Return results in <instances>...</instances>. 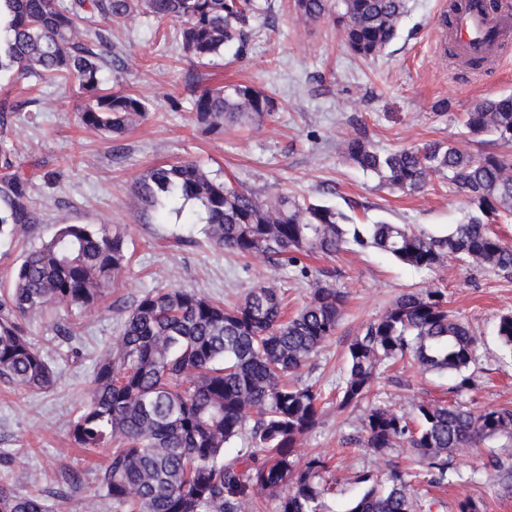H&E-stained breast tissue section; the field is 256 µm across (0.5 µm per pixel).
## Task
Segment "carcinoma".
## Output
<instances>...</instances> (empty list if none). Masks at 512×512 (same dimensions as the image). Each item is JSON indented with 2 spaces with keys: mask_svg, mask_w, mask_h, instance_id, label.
<instances>
[{
  "mask_svg": "<svg viewBox=\"0 0 512 512\" xmlns=\"http://www.w3.org/2000/svg\"><path fill=\"white\" fill-rule=\"evenodd\" d=\"M304 22L332 21L342 44L373 60L397 34L406 0H293ZM269 11L259 0H0V78L74 80L87 103L82 124L122 134L148 115L133 94L101 92L112 65L106 21L143 14L179 24L180 54L204 59L244 43L251 23ZM196 123L221 133L244 118L275 110L274 99L238 83L193 90ZM457 140L385 151L363 138L343 142V155L391 191L414 194L443 176L466 196V220L446 234L407 224L345 223L328 204L286 193L265 199L220 182L201 166L175 161L152 168L136 183L143 206L164 201L197 207L210 242L240 256H260L274 268L296 266L312 253L327 256L349 242L371 246L417 270L434 271L447 258L466 269L512 277V244L494 226L512 220V95L484 98L460 119ZM488 139L501 151H475ZM32 178L0 151V235L38 223ZM128 263L125 234L90 224H58L27 249L0 290V382L48 390L55 373L26 335L22 319L48 307L93 309L121 279ZM308 300L285 317L284 292L273 283L249 289L231 306L195 291L154 288L128 310L117 340L98 359L91 394L70 427L81 448L112 447L90 501L112 512H323L333 482L326 461H301L298 447L320 418V394L288 380L336 333L347 293L310 277ZM438 288L401 294L348 346L339 407L364 406L355 442L380 468L356 475L365 485L345 512H416L413 475L390 458L407 449L429 486H448V457L486 440H512V409L476 410L447 396L413 399V415L369 402L378 369L409 358L422 372L452 379L448 392L477 386L476 337L450 314ZM496 336L512 352V313L499 317ZM247 439L232 458L227 448ZM0 484V512H52L37 490Z\"/></svg>",
  "mask_w": 512,
  "mask_h": 512,
  "instance_id": "cac0c4a2",
  "label": "carcinoma"
}]
</instances>
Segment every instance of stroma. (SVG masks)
I'll use <instances>...</instances> for the list:
<instances>
[{"instance_id": "1", "label": "stroma", "mask_w": 512, "mask_h": 512, "mask_svg": "<svg viewBox=\"0 0 512 512\" xmlns=\"http://www.w3.org/2000/svg\"><path fill=\"white\" fill-rule=\"evenodd\" d=\"M267 22L255 23L241 49L197 61L183 58L162 32L169 22L137 16L111 24L114 63L107 69L112 91L131 93L149 105L146 120L109 137L81 125L83 100L71 83L29 86L0 80V100L23 103L0 148L11 152L32 176L38 223L0 238V286L7 285L24 249L48 238L65 223L121 226L131 255L109 306L77 315L74 336L64 342L52 311L28 315L23 325L57 375L47 392L0 382V478L22 476L23 486L53 494L67 476L81 485L61 501L62 512H86L89 494L106 463L107 450L87 454L69 437L70 424L87 398L99 354L115 342L128 307L150 289L165 285L236 300L249 288L273 283L288 296L289 311L301 307L309 282L298 268L274 270L258 256L238 257L215 248L192 208L176 216L170 203L144 215L135 193L147 170L175 159L199 162L212 177L264 197L285 192L322 200L355 224L386 221L447 232L466 212V198L437 176L414 194L382 189L374 176L346 160L339 143L362 137L381 150L428 141L459 139L455 120L477 100L512 94V45L502 67L478 71L451 59L449 40L437 26L448 0H407L397 35L376 59L365 62L343 47L331 22L297 21L293 0H269ZM203 86L243 82L271 92L276 112L255 123L208 133L194 121L189 81ZM447 101L439 114L434 105ZM312 274L347 294L336 334L296 374L323 396L315 429L299 445L301 457L329 462L335 490L327 512H344L360 496L355 473L376 468L375 456L352 444L359 410H339L336 396L347 369L350 341L379 318L402 293L439 288L449 310L478 338L475 389L461 401L482 409L512 407V353L495 334L500 315L512 312V278L469 271L445 260L433 272L398 264L369 246L348 245L333 256L305 258ZM403 386L393 384V377ZM447 378L422 373L409 363L386 368L371 387L375 403L407 412L414 396L440 395ZM501 468H493L492 457ZM512 446L492 440L454 458L450 483L440 492L419 486L422 512H457L459 501H480L484 512H512Z\"/></svg>"}]
</instances>
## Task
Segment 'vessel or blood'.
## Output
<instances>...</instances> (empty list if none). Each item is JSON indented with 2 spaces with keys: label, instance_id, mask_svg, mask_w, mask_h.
<instances>
[{
  "label": "vessel or blood",
  "instance_id": "1",
  "mask_svg": "<svg viewBox=\"0 0 512 512\" xmlns=\"http://www.w3.org/2000/svg\"><path fill=\"white\" fill-rule=\"evenodd\" d=\"M461 55L496 61L499 50L512 35V17L489 11L486 0H465L450 31Z\"/></svg>",
  "mask_w": 512,
  "mask_h": 512
}]
</instances>
